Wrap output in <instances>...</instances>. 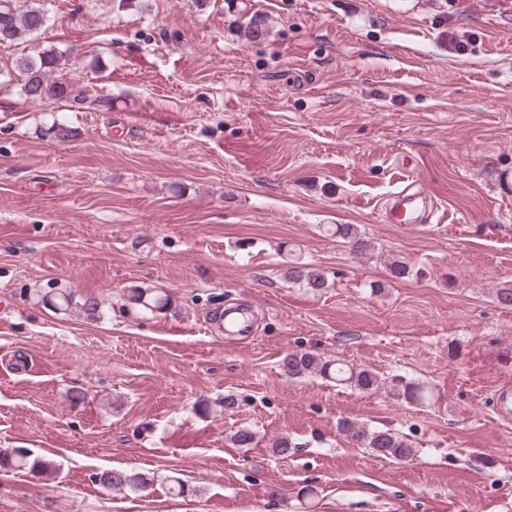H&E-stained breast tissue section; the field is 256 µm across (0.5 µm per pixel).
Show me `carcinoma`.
Masks as SVG:
<instances>
[{
  "label": "carcinoma",
  "mask_w": 512,
  "mask_h": 512,
  "mask_svg": "<svg viewBox=\"0 0 512 512\" xmlns=\"http://www.w3.org/2000/svg\"><path fill=\"white\" fill-rule=\"evenodd\" d=\"M47 21L43 0H24L21 7L16 4V0H0V44L17 43L37 35L46 27ZM66 55L67 52L55 46L35 45L31 48V53L19 58L17 68L21 74L20 96L25 103L43 106L54 100L66 101L73 107L82 104L84 97L76 93L71 78L65 73ZM324 231L329 236L346 241L353 252L359 255L371 249L370 241L359 234L352 224H331ZM286 276L288 282L313 291L327 287L325 278L298 257L288 261ZM45 299L52 307L62 311L75 304L74 295L65 290L52 289L45 294ZM128 301L143 313L159 312L168 307L167 296L156 293L151 288H130ZM282 368L290 379L316 375L338 384L348 383L358 391L370 395L387 385L395 391V395L411 403L423 405L431 400V392L423 384L407 382L397 377L388 380L374 371L354 367L343 359H328L308 351L288 353L283 359ZM339 430L352 443L370 449L379 457L406 462L415 455L412 444L390 428H370L363 423L343 420L339 423ZM0 468L47 473L54 470V464L34 457L24 449L15 448L0 451ZM97 478L106 487L133 493L141 492L149 485V478L140 473L114 469L97 474Z\"/></svg>",
  "instance_id": "cac0c4a2"
}]
</instances>
